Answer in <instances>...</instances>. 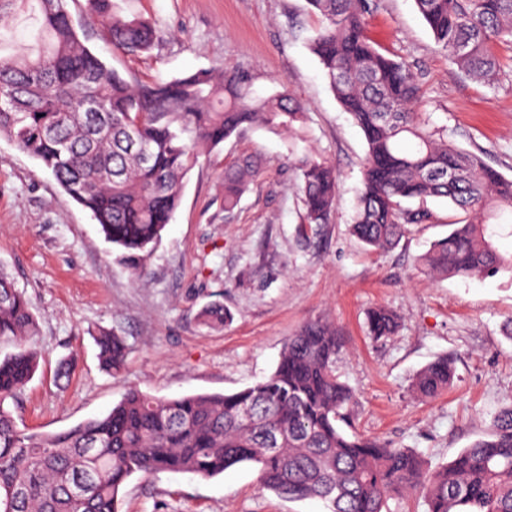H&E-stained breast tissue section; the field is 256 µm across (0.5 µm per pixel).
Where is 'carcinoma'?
Wrapping results in <instances>:
<instances>
[{
  "instance_id": "carcinoma-1",
  "label": "carcinoma",
  "mask_w": 512,
  "mask_h": 512,
  "mask_svg": "<svg viewBox=\"0 0 512 512\" xmlns=\"http://www.w3.org/2000/svg\"><path fill=\"white\" fill-rule=\"evenodd\" d=\"M36 3L38 46L0 55V138L36 159L100 226L135 281L178 208L188 173L230 136L262 128L299 136L306 104L286 91L262 95L245 72L199 69L171 80L139 82L111 68L84 43L70 0H0V22L22 18ZM321 19L308 39L337 102L360 129L367 151L352 234L371 249L396 244L410 224L431 218L404 200L446 199L464 217L420 258L443 277L512 274V255L494 239L512 236V179L448 141L416 111L421 88L412 68L383 54L367 35V0H306ZM435 42L472 79L498 78L501 44L512 45V0H414ZM112 49L150 53L165 38L155 19L126 14L119 0H86ZM257 166L224 169V210H234ZM299 191L305 221L319 226L335 208L336 170L309 154ZM209 327L224 308L200 314ZM385 306L368 315L369 334L396 332ZM36 319L26 294L0 266V512H118L121 488L134 474L188 473L211 479L242 463L255 466L260 488L289 499H321L329 512H390L388 501L420 492L425 512H512V402L490 432L451 462L429 469L398 448L352 427L351 389L336 374V327L305 325L288 340L274 371L232 393L156 397L130 389L112 409L66 431L19 428L7 400L17 398L40 359ZM107 372L125 364L115 333L97 337ZM441 356L412 379L432 399L453 381Z\"/></svg>"
}]
</instances>
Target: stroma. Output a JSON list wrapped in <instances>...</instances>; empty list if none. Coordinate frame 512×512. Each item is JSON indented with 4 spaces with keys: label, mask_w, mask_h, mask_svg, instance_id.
Instances as JSON below:
<instances>
[{
    "label": "stroma",
    "mask_w": 512,
    "mask_h": 512,
    "mask_svg": "<svg viewBox=\"0 0 512 512\" xmlns=\"http://www.w3.org/2000/svg\"><path fill=\"white\" fill-rule=\"evenodd\" d=\"M165 21L151 53L113 52L100 24L71 0L74 24L92 51L124 77L169 79L223 64L248 72L258 92L288 90L308 106L301 139L249 129L202 157L187 175L179 207L134 283L89 213L39 163L0 139V264L32 304L38 371L13 415L31 432H60L106 414L127 389L157 397L229 393L268 376L303 325L328 320L341 338L336 372L354 391L356 430L414 449L435 467L490 429L512 403V274L445 278L417 260L448 233L447 202L428 201L431 219L410 225L394 247L365 248L350 232L366 155L364 137L343 112L307 40L318 25L305 0H128ZM369 31L411 65L422 87L419 111L449 141L512 179V68L491 84L467 77L448 58L414 0H371ZM316 153L336 169L339 193L328 224L304 229L297 191L300 160ZM252 158L258 172L233 212L224 210L225 166ZM221 303L223 327L201 323ZM394 310L397 333L376 341L369 311ZM122 336L123 369L99 365L100 332ZM455 377L432 401L411 380L436 357ZM119 512H328L316 499L259 490L241 464L201 479L161 473L130 477Z\"/></svg>",
    "instance_id": "obj_1"
}]
</instances>
